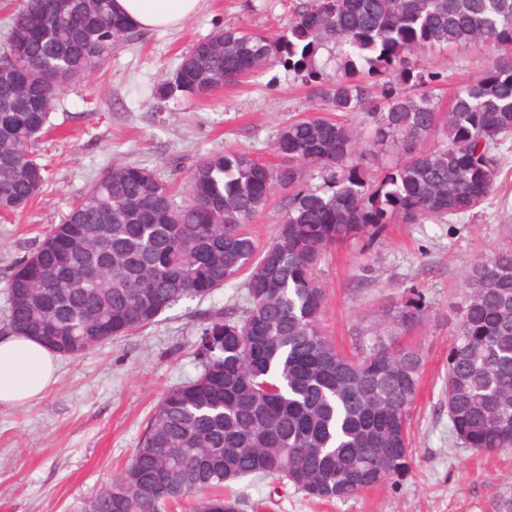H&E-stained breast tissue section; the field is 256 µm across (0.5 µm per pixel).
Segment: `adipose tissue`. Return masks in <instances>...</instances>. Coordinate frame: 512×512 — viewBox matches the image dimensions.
Returning a JSON list of instances; mask_svg holds the SVG:
<instances>
[{"instance_id":"obj_1","label":"adipose tissue","mask_w":512,"mask_h":512,"mask_svg":"<svg viewBox=\"0 0 512 512\" xmlns=\"http://www.w3.org/2000/svg\"><path fill=\"white\" fill-rule=\"evenodd\" d=\"M203 0H113L114 11L143 31L181 28ZM57 356L32 338L0 336V406L17 407L41 398L55 383Z\"/></svg>"}]
</instances>
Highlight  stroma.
Instances as JSON below:
<instances>
[{"label":"stroma","mask_w":512,"mask_h":512,"mask_svg":"<svg viewBox=\"0 0 512 512\" xmlns=\"http://www.w3.org/2000/svg\"><path fill=\"white\" fill-rule=\"evenodd\" d=\"M290 0H205L181 29L137 32L94 74L64 87L51 129L35 150L47 182L33 207L0 221V334L6 283L51 225L82 198L89 179L113 158L158 171L182 189L200 157L228 148L271 159L289 121L314 114L308 88L282 68L227 86L205 103H160L150 89L171 75L198 40L234 26L274 34ZM488 51L461 49L425 64L441 76L448 100L463 79L488 64ZM512 243V141L501 148L494 189L483 206L447 224H392L362 252L329 251L316 276L325 288L324 330L345 350L392 339L414 350L423 383L411 410L412 461L405 476L353 498L310 499L272 478L232 486L259 512H512V451L484 455L453 445L446 388L455 307L469 259ZM419 323L396 318L409 302ZM204 307L181 301L143 330L118 336L78 358H60L57 382L37 401L0 408V512H85L130 460L163 393L196 375V322Z\"/></svg>","instance_id":"stroma-1"}]
</instances>
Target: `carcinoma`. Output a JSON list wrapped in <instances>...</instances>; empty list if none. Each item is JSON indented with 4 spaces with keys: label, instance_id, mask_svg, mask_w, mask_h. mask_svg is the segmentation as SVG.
<instances>
[{
    "label": "carcinoma",
    "instance_id": "obj_1",
    "mask_svg": "<svg viewBox=\"0 0 512 512\" xmlns=\"http://www.w3.org/2000/svg\"><path fill=\"white\" fill-rule=\"evenodd\" d=\"M132 32L112 0H24L12 16L0 55V217L21 215L46 183L33 148L53 93L99 70ZM321 49L340 73L332 83ZM453 49L496 54L444 110L437 74L417 59ZM275 67L322 109L281 128L276 163L206 155L178 203L154 170L114 160L6 284L8 331L78 356L244 277L242 303L201 313L197 375L164 393L87 512H159L187 497L195 512H242L220 488L266 476L331 502L408 471L419 359L383 342L339 350L315 271L336 245L368 246L388 224H447L490 195L512 135V0H294L274 36L228 27L196 42L152 96L202 99ZM278 192L283 214L261 246L246 225ZM456 314L451 437L512 450V246L469 263Z\"/></svg>",
    "mask_w": 512,
    "mask_h": 512
}]
</instances>
